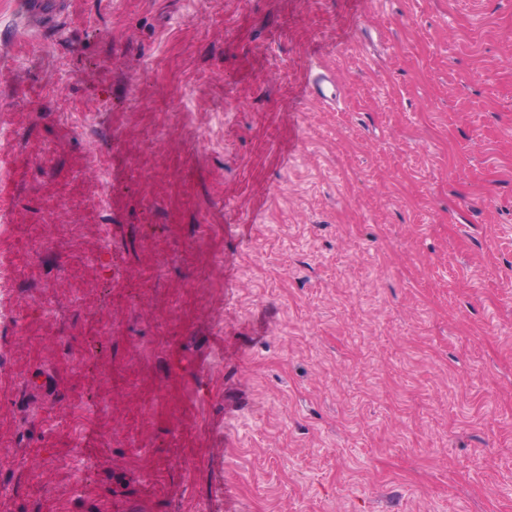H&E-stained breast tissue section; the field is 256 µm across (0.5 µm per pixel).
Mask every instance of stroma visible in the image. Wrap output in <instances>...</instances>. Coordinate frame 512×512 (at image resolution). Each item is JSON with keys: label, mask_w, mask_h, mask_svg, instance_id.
<instances>
[{"label": "stroma", "mask_w": 512, "mask_h": 512, "mask_svg": "<svg viewBox=\"0 0 512 512\" xmlns=\"http://www.w3.org/2000/svg\"><path fill=\"white\" fill-rule=\"evenodd\" d=\"M27 2L0 196L59 252L16 272L0 512L33 473L51 512H512V0ZM305 90L307 97L309 96L328 104L336 103V99L339 96L336 84L322 70L317 71L315 69L310 71L306 77Z\"/></svg>", "instance_id": "1"}]
</instances>
